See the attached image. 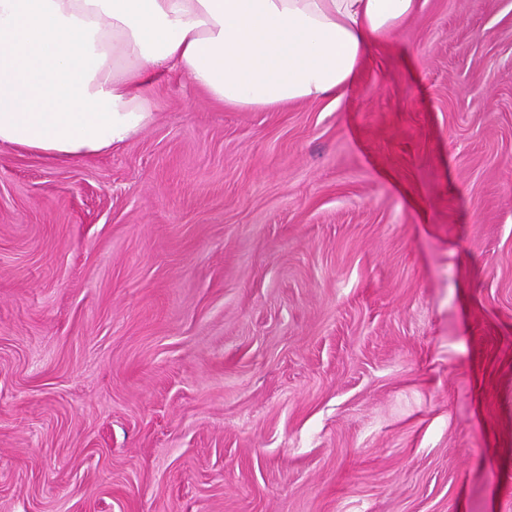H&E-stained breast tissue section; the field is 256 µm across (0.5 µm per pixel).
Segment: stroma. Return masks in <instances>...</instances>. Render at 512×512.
I'll return each instance as SVG.
<instances>
[{
	"label": "stroma",
	"instance_id": "obj_1",
	"mask_svg": "<svg viewBox=\"0 0 512 512\" xmlns=\"http://www.w3.org/2000/svg\"><path fill=\"white\" fill-rule=\"evenodd\" d=\"M0 150V512H512V0L339 104Z\"/></svg>",
	"mask_w": 512,
	"mask_h": 512
}]
</instances>
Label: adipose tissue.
<instances>
[{
	"label": "adipose tissue",
	"mask_w": 512,
	"mask_h": 512,
	"mask_svg": "<svg viewBox=\"0 0 512 512\" xmlns=\"http://www.w3.org/2000/svg\"><path fill=\"white\" fill-rule=\"evenodd\" d=\"M419 0H0V147L111 151L178 72L220 105L340 101Z\"/></svg>",
	"instance_id": "adipose-tissue-1"
}]
</instances>
